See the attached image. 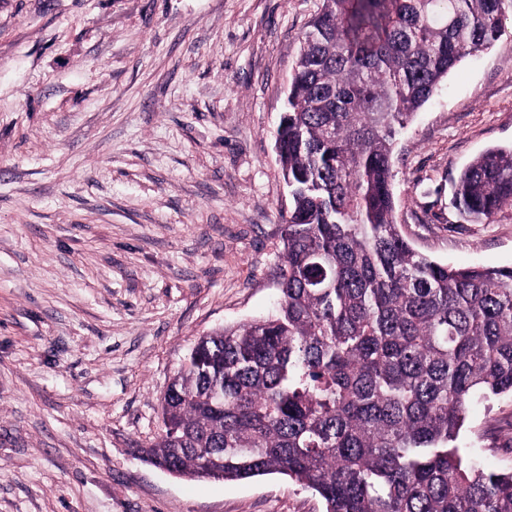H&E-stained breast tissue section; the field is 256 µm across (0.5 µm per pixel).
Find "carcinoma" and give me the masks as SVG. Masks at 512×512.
Masks as SVG:
<instances>
[{"label": "carcinoma", "mask_w": 512, "mask_h": 512, "mask_svg": "<svg viewBox=\"0 0 512 512\" xmlns=\"http://www.w3.org/2000/svg\"><path fill=\"white\" fill-rule=\"evenodd\" d=\"M512 0H322L277 130L290 207L274 314L199 337L144 460L180 477L281 474L326 512H512V455L457 440L512 396V266L457 267L394 222L392 151ZM471 221L512 203V147L453 185Z\"/></svg>", "instance_id": "cac0c4a2"}]
</instances>
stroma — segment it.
<instances>
[{"instance_id":"stroma-1","label":"stroma","mask_w":512,"mask_h":512,"mask_svg":"<svg viewBox=\"0 0 512 512\" xmlns=\"http://www.w3.org/2000/svg\"><path fill=\"white\" fill-rule=\"evenodd\" d=\"M321 0H0V512H325L287 477L143 461L194 342L262 317L289 194L275 148ZM512 146V20L397 140L395 222L421 253L512 266V204L452 184ZM458 444L497 468L512 398ZM456 208L471 221L489 219L512 203V147H494L475 156L453 185Z\"/></svg>"}]
</instances>
